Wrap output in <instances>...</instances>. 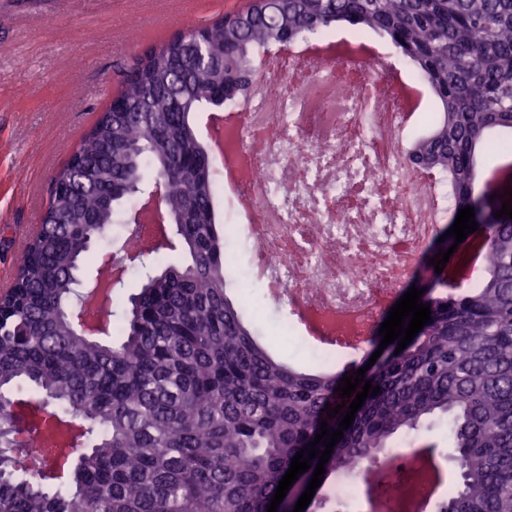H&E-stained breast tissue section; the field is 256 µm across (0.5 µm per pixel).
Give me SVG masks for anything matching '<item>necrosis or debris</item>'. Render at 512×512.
<instances>
[{"mask_svg":"<svg viewBox=\"0 0 512 512\" xmlns=\"http://www.w3.org/2000/svg\"><path fill=\"white\" fill-rule=\"evenodd\" d=\"M376 57L354 65L304 45L265 53L234 132L250 174L228 192L229 241L246 235L249 274L269 298L326 313L354 310L367 337L444 213L451 188L413 180L418 171L394 133L405 110L398 79L378 75ZM374 485L401 502L425 491L408 464L374 470Z\"/></svg>","mask_w":512,"mask_h":512,"instance_id":"1","label":"necrosis or debris"}]
</instances>
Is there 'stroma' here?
<instances>
[{"label":"stroma","mask_w":512,"mask_h":512,"mask_svg":"<svg viewBox=\"0 0 512 512\" xmlns=\"http://www.w3.org/2000/svg\"><path fill=\"white\" fill-rule=\"evenodd\" d=\"M246 0H0V293L37 233L53 176L120 90L123 75L150 46L238 11ZM260 309L266 348L313 371L361 363L352 353L301 344L290 307L263 295L245 269L227 290Z\"/></svg>","instance_id":"35a3bbf8"}]
</instances>
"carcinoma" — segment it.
<instances>
[{"label":"carcinoma","mask_w":512,"mask_h":512,"mask_svg":"<svg viewBox=\"0 0 512 512\" xmlns=\"http://www.w3.org/2000/svg\"><path fill=\"white\" fill-rule=\"evenodd\" d=\"M345 21L355 39L382 32L416 67L442 111L410 156L451 177L448 223L419 257L416 288L432 322L365 372L372 386L325 464V493L305 512L349 508L336 486L364 480L349 461H373L403 432L448 420V460L461 483L437 512H512V198L497 180L512 155V0H248L138 55L122 87L52 181L36 236L0 296V400L28 394L59 420L82 422L60 475L29 464L43 447L0 450V512H267L291 458L325 419L338 429L353 398L334 392L344 373L297 370L261 342L258 320L226 295L241 255L226 250L215 209L216 169L197 113L245 93L256 54ZM168 187L175 246L160 244L138 292L113 288L109 340L91 338L69 312L85 295L78 276L122 206L144 195L147 173ZM497 198L490 199V196ZM475 209L484 240L481 277L461 294L429 259L458 211ZM445 241H439L440 237ZM184 253L182 265L168 262ZM345 403L336 417L325 404Z\"/></svg>","instance_id":"cac0c4a2"}]
</instances>
